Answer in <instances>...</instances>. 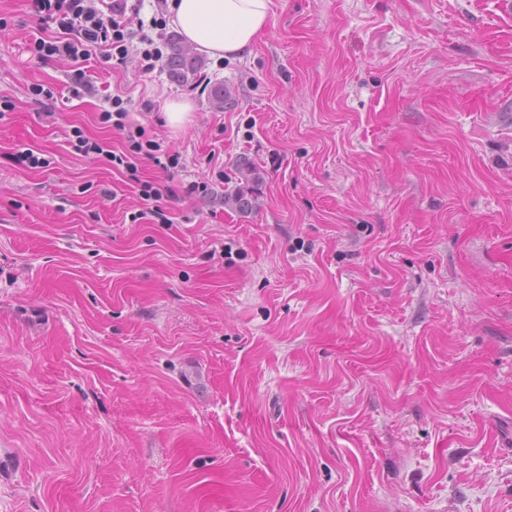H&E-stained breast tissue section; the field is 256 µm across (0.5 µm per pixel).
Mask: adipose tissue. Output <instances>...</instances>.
Masks as SVG:
<instances>
[{
    "label": "adipose tissue",
    "mask_w": 512,
    "mask_h": 512,
    "mask_svg": "<svg viewBox=\"0 0 512 512\" xmlns=\"http://www.w3.org/2000/svg\"><path fill=\"white\" fill-rule=\"evenodd\" d=\"M272 0H167L170 26L209 59L245 53L267 23Z\"/></svg>",
    "instance_id": "adipose-tissue-1"
}]
</instances>
